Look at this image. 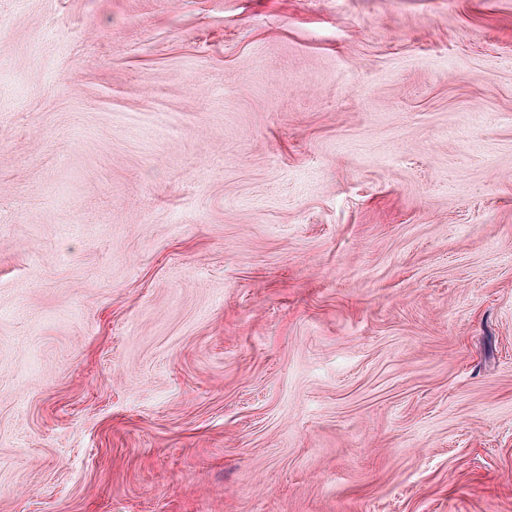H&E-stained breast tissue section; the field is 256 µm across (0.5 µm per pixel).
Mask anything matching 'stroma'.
<instances>
[{
  "mask_svg": "<svg viewBox=\"0 0 512 512\" xmlns=\"http://www.w3.org/2000/svg\"><path fill=\"white\" fill-rule=\"evenodd\" d=\"M0 512H512V0H0Z\"/></svg>",
  "mask_w": 512,
  "mask_h": 512,
  "instance_id": "1",
  "label": "stroma"
}]
</instances>
